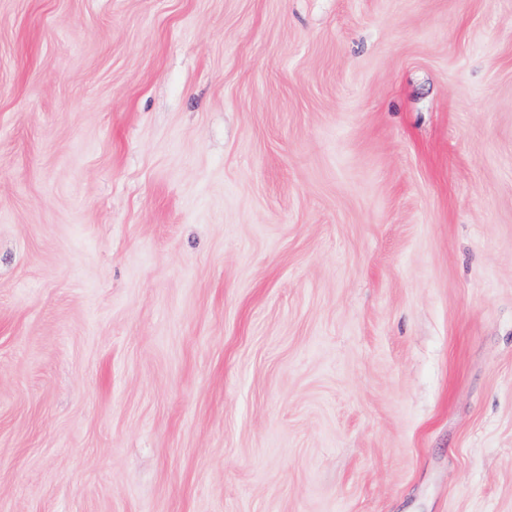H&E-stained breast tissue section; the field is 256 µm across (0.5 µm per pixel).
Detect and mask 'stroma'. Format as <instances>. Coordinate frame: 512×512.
I'll list each match as a JSON object with an SVG mask.
<instances>
[{"mask_svg": "<svg viewBox=\"0 0 512 512\" xmlns=\"http://www.w3.org/2000/svg\"><path fill=\"white\" fill-rule=\"evenodd\" d=\"M0 512H512V0H0Z\"/></svg>", "mask_w": 512, "mask_h": 512, "instance_id": "1", "label": "stroma"}]
</instances>
